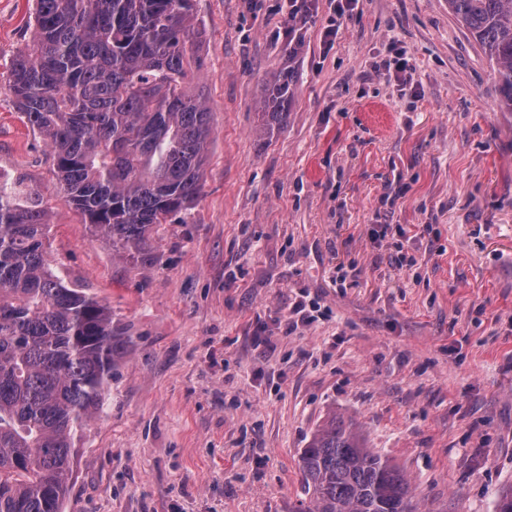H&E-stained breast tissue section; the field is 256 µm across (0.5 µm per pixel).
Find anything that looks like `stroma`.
I'll return each instance as SVG.
<instances>
[{"label":"stroma","mask_w":512,"mask_h":512,"mask_svg":"<svg viewBox=\"0 0 512 512\" xmlns=\"http://www.w3.org/2000/svg\"><path fill=\"white\" fill-rule=\"evenodd\" d=\"M275 0H194L185 88L211 114L201 194L123 260L67 203L7 74L34 0H0V177L50 212L47 251L125 332L76 443L65 512H296L329 413L420 512L512 488V112L448 0H330L298 39ZM404 58L406 71L386 70ZM293 74L266 132L264 84Z\"/></svg>","instance_id":"1"}]
</instances>
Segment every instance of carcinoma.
Returning <instances> with one entry per match:
<instances>
[{"mask_svg": "<svg viewBox=\"0 0 512 512\" xmlns=\"http://www.w3.org/2000/svg\"><path fill=\"white\" fill-rule=\"evenodd\" d=\"M486 49L512 112V0H448ZM29 51L8 84L51 144L60 190L118 255L201 192L213 129L184 86L199 29L193 0H36ZM293 79L262 89L268 128L288 118ZM49 212L0 180V512H64L75 441L103 408L123 348L112 310L52 269ZM309 503L296 512H417L406 475L332 414L300 453Z\"/></svg>", "mask_w": 512, "mask_h": 512, "instance_id": "1", "label": "carcinoma"}]
</instances>
